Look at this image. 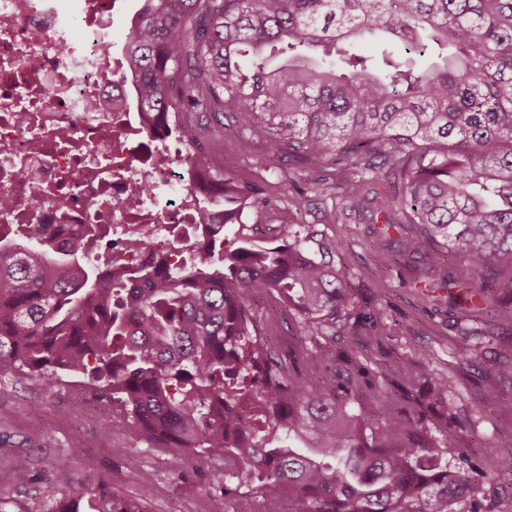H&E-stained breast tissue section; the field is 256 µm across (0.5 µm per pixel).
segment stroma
Listing matches in <instances>:
<instances>
[{
  "instance_id": "obj_1",
  "label": "stroma",
  "mask_w": 512,
  "mask_h": 512,
  "mask_svg": "<svg viewBox=\"0 0 512 512\" xmlns=\"http://www.w3.org/2000/svg\"><path fill=\"white\" fill-rule=\"evenodd\" d=\"M322 230L337 241L334 262L354 288L357 310L383 311L392 328L374 350L386 362L384 372L368 376L362 392L383 378H397L402 359L429 351L427 369L448 377L458 430L475 444L469 476L479 498L487 512H512V362L497 354L500 344L512 341V330L497 328V305L489 304L472 321L449 308L450 292L439 281L462 276L464 264L456 258L441 271L426 267L423 253L407 246L421 239L420 227L392 233L388 246L366 224H326ZM381 259L389 264L384 281L363 283L362 267ZM466 344L476 352L464 359L458 350ZM490 375L499 381V394L491 402L485 397ZM76 444L84 455L72 461V474L81 475L85 461H93L111 472L113 494L138 502L144 512L224 508L222 472L201 461L173 467L168 452L141 444L128 423L104 429L96 402L82 396L78 378L60 377L51 387L26 376L0 379V492L11 498L12 512H39L48 484L68 487L56 462ZM19 454L30 458L29 476L21 484L12 471ZM146 472L151 482L142 481Z\"/></svg>"
}]
</instances>
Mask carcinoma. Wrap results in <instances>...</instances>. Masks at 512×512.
<instances>
[{
	"mask_svg": "<svg viewBox=\"0 0 512 512\" xmlns=\"http://www.w3.org/2000/svg\"><path fill=\"white\" fill-rule=\"evenodd\" d=\"M123 41L141 112L179 140L206 178L204 224L213 249L193 261L179 241L131 262L88 225L61 244L35 224L0 235V378L81 377L100 401L103 432L121 405L138 439L224 467V498L255 494L248 512H481L453 404L441 424L413 394L425 362L360 394L354 356L336 327H391L354 314V294L331 257L324 224H418L465 264L449 304L476 316L475 282L512 273V0H140ZM399 46L382 63L359 41ZM431 58L421 70L413 57ZM234 116L221 137L254 140L258 181L224 170L202 135L208 116ZM288 159L271 171L270 157ZM288 185L268 192L264 174ZM272 214L280 234L232 227ZM107 255L85 262L88 241ZM384 264L360 278L383 281ZM264 289L288 313L281 345L266 340ZM83 490L50 486L41 512H142L88 468Z\"/></svg>",
	"mask_w": 512,
	"mask_h": 512,
	"instance_id": "cac0c4a2",
	"label": "carcinoma"
}]
</instances>
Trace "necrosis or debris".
<instances>
[{
    "mask_svg": "<svg viewBox=\"0 0 512 512\" xmlns=\"http://www.w3.org/2000/svg\"><path fill=\"white\" fill-rule=\"evenodd\" d=\"M114 0H0V228L41 224L66 241L86 224L113 241L138 226L155 253L207 235L195 167L133 111L105 50ZM85 18L69 36L72 13ZM178 184L174 199L158 187ZM153 186L146 194L144 186Z\"/></svg>",
    "mask_w": 512,
    "mask_h": 512,
    "instance_id": "4bbe7bcc",
    "label": "necrosis or debris"
}]
</instances>
